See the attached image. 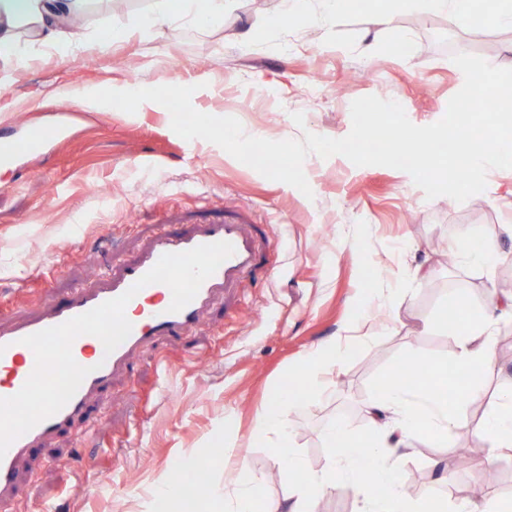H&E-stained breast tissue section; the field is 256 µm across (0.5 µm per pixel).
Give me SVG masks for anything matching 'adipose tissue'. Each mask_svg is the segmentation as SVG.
<instances>
[{"mask_svg": "<svg viewBox=\"0 0 512 512\" xmlns=\"http://www.w3.org/2000/svg\"><path fill=\"white\" fill-rule=\"evenodd\" d=\"M83 2L0 0V58L20 57L27 40L49 46L78 41L69 17L81 9ZM184 13L206 23L223 17L224 0H153L142 25L148 29ZM503 309L512 312V301L503 306L490 301L481 316L468 312L462 321L454 324L456 364L461 371L474 375L492 367L495 352L491 331ZM349 351V346L333 340L321 343L308 356L296 388L277 394L257 415L256 437L272 433L279 437L272 450L274 461L289 472L304 475L302 481L289 485L280 512H317L322 497L339 487L355 490L361 502L360 512H432L434 496L416 501L404 493V474L397 453L417 446L447 447L452 434L468 424L464 404L448 406L438 394L426 388H413L395 380L370 405L368 435L357 436L336 419L325 426L322 438L328 454L322 471L308 469L290 451L285 404L304 399L308 390L314 389L317 375L325 368L342 364ZM477 432L489 455H496L503 448L512 449L511 394L501 396L496 407L478 425ZM261 493L262 485L242 455L236 464L232 498H225L223 487L217 486L212 499L220 512H251Z\"/></svg>", "mask_w": 512, "mask_h": 512, "instance_id": "obj_1", "label": "adipose tissue"}]
</instances>
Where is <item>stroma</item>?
Segmentation results:
<instances>
[{
    "label": "stroma",
    "mask_w": 512,
    "mask_h": 512,
    "mask_svg": "<svg viewBox=\"0 0 512 512\" xmlns=\"http://www.w3.org/2000/svg\"><path fill=\"white\" fill-rule=\"evenodd\" d=\"M472 15L430 14L411 4L359 0L322 26L320 0L305 16L283 18L278 0H228L219 22L175 23L164 36L141 37L137 23L152 0H86L80 42L32 47L24 64L0 58V142L41 129L34 153L0 167V324L42 313L105 267L133 257L160 227L187 231L233 212L268 241L253 268L203 313L190 335L142 347L111 384L93 394L76 442L66 429L26 449L17 464L14 512H149L158 478L179 458H201L217 442L240 448L275 508L288 486L272 458L276 435L260 440L257 414L301 374L321 342L344 337L353 353L319 376L316 393L288 408V445L313 470L327 451L322 430L342 420L367 430L365 408L381 382L410 357L457 377L455 338L441 312L449 291L476 311L489 288L512 293V170L493 169L481 194L452 206L426 199L412 177L385 166H355L309 155L313 191L263 177L219 146L185 140L168 110L144 102L128 114L89 110L90 89L195 86L193 107L233 116L269 140L304 132L342 138L350 105L382 94L418 126L439 121L464 83L452 62L462 52L512 68V28L493 18L501 0ZM121 31L105 45L95 33ZM371 79L351 83L355 70ZM322 92L311 97L312 76ZM61 95L49 99L52 90ZM303 113L297 126L293 113ZM494 245L499 263L475 266L461 249ZM496 363L475 379L466 403L469 428L447 448H411L404 471L420 473L423 492L449 501L478 481L448 470L456 447L477 441L473 424L512 389V322L493 336ZM234 419L225 428V419ZM443 468H434V461Z\"/></svg>",
    "instance_id": "obj_1"
}]
</instances>
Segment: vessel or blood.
Listing matches in <instances>:
<instances>
[{"label":"vessel or blood","mask_w":512,"mask_h":512,"mask_svg":"<svg viewBox=\"0 0 512 512\" xmlns=\"http://www.w3.org/2000/svg\"><path fill=\"white\" fill-rule=\"evenodd\" d=\"M41 142V132L33 129L22 139L0 143V162L10 163L18 156L36 150ZM222 241L233 245V255L203 282L195 298L182 310L170 312V289L164 284L153 283L142 287L128 303L125 315L132 330L113 351H106L101 340L92 335H82L74 340L73 357L79 365L87 367L89 373L74 396L57 413L15 439L0 457V512H11L13 508L15 465L26 448L75 424L85 412L88 397L106 386L144 344L162 336L179 338L188 335L196 327L201 312L220 290L230 287L252 269L262 258L263 250L256 235L249 233L236 217L229 214L223 220L197 225L188 232L162 230L141 253L100 273L96 285L74 288L65 300L52 303L46 316L17 324L6 331L0 330V398H6L22 388L35 366L34 353L23 345V338L58 326L122 295L165 254Z\"/></svg>","instance_id":"obj_1"}]
</instances>
